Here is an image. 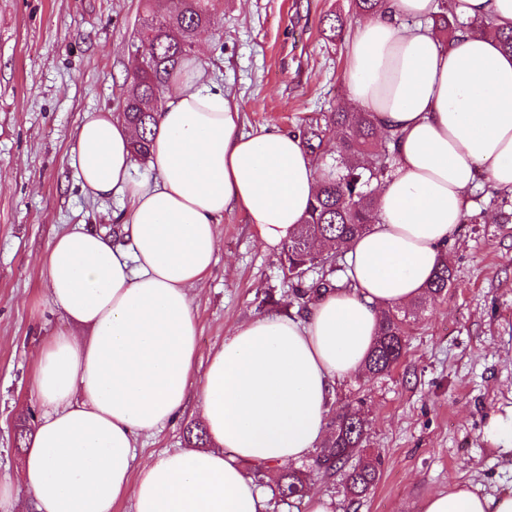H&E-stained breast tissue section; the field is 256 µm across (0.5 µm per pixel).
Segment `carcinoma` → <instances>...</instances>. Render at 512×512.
Segmentation results:
<instances>
[{"instance_id":"carcinoma-1","label":"carcinoma","mask_w":512,"mask_h":512,"mask_svg":"<svg viewBox=\"0 0 512 512\" xmlns=\"http://www.w3.org/2000/svg\"><path fill=\"white\" fill-rule=\"evenodd\" d=\"M454 0H438V13L432 18L448 38L458 32H476L499 39L504 50L512 52V32L497 30L492 20L461 22L453 9ZM146 14L133 44L145 47L147 60L138 78L128 86L121 104V117L138 131L132 143L135 158L147 159L151 136L161 111L160 95L175 67L189 57L195 35L217 24L215 0H144ZM302 140L323 166L319 191L309 204L303 224L283 244L280 260L293 281L289 305L307 309L319 295L333 288L331 278L342 268L350 242L369 230L377 211L372 185L387 179L394 170L392 144L397 136L388 135L376 143L373 113L352 111L344 105L324 114V122H310L301 131ZM319 270L320 276L305 284V272ZM452 275L442 262L427 284V298L448 292ZM410 312L387 309L383 312L380 334L364 365V373L382 375L401 360L406 346ZM367 424L359 407H345L332 421L330 437L314 459L315 470L327 477L343 476L350 499L367 494L379 479V462L362 456V439ZM194 448L208 445L205 426L196 424L186 431ZM310 473L301 468L280 471L277 492L270 500L272 509L300 508L307 494Z\"/></svg>"}]
</instances>
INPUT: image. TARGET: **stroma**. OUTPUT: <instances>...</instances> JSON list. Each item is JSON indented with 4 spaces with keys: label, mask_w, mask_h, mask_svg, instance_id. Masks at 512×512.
<instances>
[{
    "label": "stroma",
    "mask_w": 512,
    "mask_h": 512,
    "mask_svg": "<svg viewBox=\"0 0 512 512\" xmlns=\"http://www.w3.org/2000/svg\"><path fill=\"white\" fill-rule=\"evenodd\" d=\"M142 0H0V485L15 482L25 450L19 421L37 425L30 354L71 333L49 301L42 263L53 239L85 224L120 239L117 198L94 200L69 164L76 132L91 111L119 112L132 80L128 46ZM219 29L203 62L242 104L246 130L299 133L305 120L341 104L348 38L327 42L325 15L353 27L352 0H219ZM470 192V221L446 248L453 281L408 327L401 362L379 377L337 383L332 411L363 405L364 454L382 460L379 480L349 506L340 478L313 475L334 512H421L424 499L460 483L512 491V458L491 435L512 412V194ZM219 250L194 291L199 353L223 343L240 322L295 314L279 254L263 247L244 214H225ZM196 399L160 430L140 436L136 465L185 448L200 421Z\"/></svg>",
    "instance_id": "1"
}]
</instances>
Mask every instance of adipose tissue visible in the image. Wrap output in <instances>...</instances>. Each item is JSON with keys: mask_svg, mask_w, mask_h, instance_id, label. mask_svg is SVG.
I'll return each instance as SVG.
<instances>
[{"mask_svg": "<svg viewBox=\"0 0 512 512\" xmlns=\"http://www.w3.org/2000/svg\"><path fill=\"white\" fill-rule=\"evenodd\" d=\"M436 0H388L355 23L345 101L397 134L398 169L377 192L369 232L347 254L350 288L301 315L239 324L196 374L191 290L212 269L216 228L243 213L267 249L293 236L321 182L301 139L248 131L242 105L199 57L171 77L148 165L132 176L134 131L88 113L70 157L84 193L124 201L123 240L86 225L43 257L49 297L76 328L36 353L42 402L18 483L0 500L31 512H269L250 473L311 455L324 441L336 384L360 372L385 309L422 296L479 179L512 193V54L489 36H447ZM456 13L512 31V0H456ZM196 398L212 445L168 450L134 470L139 436ZM422 512H512V492L464 484L429 495Z\"/></svg>", "mask_w": 512, "mask_h": 512, "instance_id": "ef3b65f1", "label": "adipose tissue"}]
</instances>
